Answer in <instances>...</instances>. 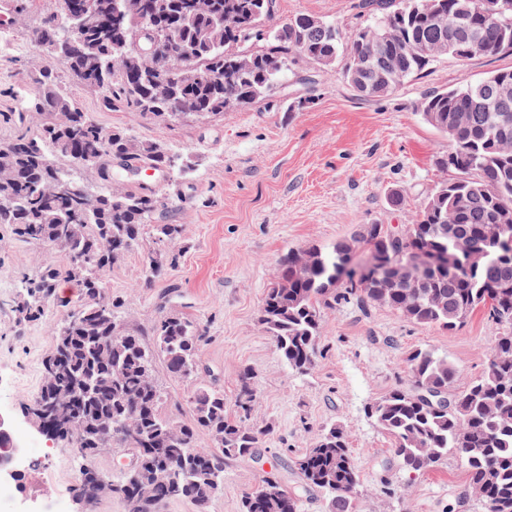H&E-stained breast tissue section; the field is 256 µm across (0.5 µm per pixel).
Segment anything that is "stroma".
Listing matches in <instances>:
<instances>
[{
	"instance_id": "obj_1",
	"label": "stroma",
	"mask_w": 512,
	"mask_h": 512,
	"mask_svg": "<svg viewBox=\"0 0 512 512\" xmlns=\"http://www.w3.org/2000/svg\"><path fill=\"white\" fill-rule=\"evenodd\" d=\"M58 3L35 0L20 21L0 10V145L26 130L19 118L38 92L40 64L32 32ZM353 3L277 0L276 19L306 13L348 29L364 22ZM509 70L511 54L467 62L443 56L393 94L363 98L341 69L312 67L282 78L274 94L277 107L258 103L221 118L165 127L131 108L104 109L97 92L65 82L66 91L99 123L143 139L164 135L189 156L182 197L164 216L182 227L171 246L178 265L147 279L156 249L147 237L112 266L106 287L123 302L129 331L150 336L153 324L174 310L206 329L196 380L173 378L161 364L155 368L165 414L191 423L189 397L200 381L223 390L231 417L267 432L253 455L225 460L223 488L208 512H239L242 497L267 478L298 493L299 512H329L322 492L302 483L296 462L334 425L342 428L358 473L359 512H481L457 455L425 473L407 470L370 408L407 383L408 358L420 348L448 357L457 369V387L480 376L498 332L486 311H475L463 326L448 331L416 325L384 306L337 305L324 311L322 353L302 374L288 369L259 315L288 251L333 246L357 237L368 224L397 228L420 212L445 178L434 160L448 146L417 109L426 94ZM299 98L305 107L289 110V102ZM67 262L64 251L16 240L0 225V409L12 415L14 431L35 463L24 490L0 484V512H126L119 496L103 493L86 505L75 489L87 464L118 480L128 452L114 448L84 461L66 441L39 434L26 412L43 382L42 359L54 344L49 322L60 313L52 307L47 321L21 323L15 305L26 278L43 266ZM246 369L254 373L255 401L242 415L234 401Z\"/></svg>"
}]
</instances>
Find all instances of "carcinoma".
<instances>
[{"label":"carcinoma","instance_id":"carcinoma-1","mask_svg":"<svg viewBox=\"0 0 512 512\" xmlns=\"http://www.w3.org/2000/svg\"><path fill=\"white\" fill-rule=\"evenodd\" d=\"M99 27L71 35L53 14L33 31L41 48L34 100L36 131L0 146V224L24 242H50L69 262L45 266L25 281L16 304L21 321L41 319L48 306L62 312L52 350L43 360V384L31 413L44 418L52 439H69L87 459L107 448L139 456L141 466L123 474L115 492L127 512H162L172 499H189L207 512L213 479L224 458L259 447L264 432L231 418L224 393L195 386L194 421L181 424L161 411L154 380L163 362L170 376L191 379L206 331L197 321L172 312L158 320L152 342L124 329L119 300L104 277L112 264L149 234L157 244L181 237L179 224L157 223L180 194L184 153L162 139L141 140L122 128L96 123L63 91L53 68L63 60L71 79L102 96L107 107H135L169 124L189 117H221L227 103L246 108L272 96L284 73L303 65L341 66L358 96L380 98L419 76L441 56L466 61L512 54V0H358V13L371 25L344 29L324 18L298 14L276 22L277 0H98ZM126 19L117 20L114 8ZM154 24L169 33L156 57L139 52L138 33ZM153 67L157 80L142 73ZM512 94V70L476 84L439 91L418 110L448 138L435 159L439 172H454L428 198L417 219L400 230L368 224L362 233L329 249L290 251L281 274L266 291L260 321L273 336L288 367L305 372L319 354L322 312L341 301L385 306L422 327L453 330L477 309L488 311L501 331L495 336L482 376L454 388L455 369L432 349L409 358V379L371 407L377 424L393 438L395 451L414 471L436 468L448 454L467 470L471 493L483 512H512V98L503 109L497 88ZM151 165L167 175L158 193L112 171L113 163ZM98 179L90 190L72 167ZM366 247L369 259L432 274L420 288H394L384 300L354 263ZM158 251L146 278L176 265ZM68 282L76 298L56 289ZM94 387L82 397L78 381ZM252 372L240 375L238 407L255 399ZM448 391V405L419 399L425 390ZM209 434L215 449L196 445ZM305 485L324 493L331 512H358V475L343 432L323 431L298 460ZM102 478L81 470L79 500L92 502ZM240 512H299V499L277 485L254 491Z\"/></svg>","mask_w":512,"mask_h":512}]
</instances>
